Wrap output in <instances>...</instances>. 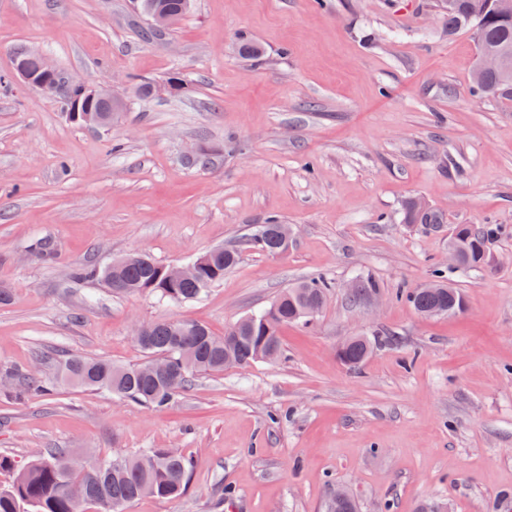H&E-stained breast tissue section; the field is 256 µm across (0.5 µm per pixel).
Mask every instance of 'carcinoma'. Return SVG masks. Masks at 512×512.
I'll return each instance as SVG.
<instances>
[{
    "label": "carcinoma",
    "instance_id": "1",
    "mask_svg": "<svg viewBox=\"0 0 512 512\" xmlns=\"http://www.w3.org/2000/svg\"><path fill=\"white\" fill-rule=\"evenodd\" d=\"M448 32L463 28L473 29L481 23V37L477 39L478 54L498 53L504 60V69L472 78L473 93L477 96L512 100V16H503L495 10L494 0H455L445 17ZM410 224H435L431 211L420 212L410 203L406 208ZM280 225L261 224L251 238L256 250L277 254L280 251L276 229ZM493 229L458 226L462 237L463 267H485L487 241ZM239 261V253L220 247L199 276L190 280L171 282L160 271L161 263L139 254L125 256L119 266L102 271L79 267L73 278L101 274L117 294L147 292L172 303H186L200 299L208 290L224 279V272ZM432 290L419 288L406 294V299L421 315L441 308L451 313L464 310L463 297L454 287H448L446 275L437 270ZM329 284L321 277L299 282L283 291L274 303L259 314L250 315L216 337L207 326L192 319H162L145 324V336L138 343L147 354V360L129 366H118L106 359L71 357L60 375L46 381L31 373L22 374L27 387L38 393L67 382L84 389L105 391L113 396L146 406L162 408L188 388L199 375L224 370V352L244 365L264 360L266 350L274 345L282 347L281 329L290 324H306L311 318L304 315L306 308L326 295ZM374 343L365 336H355L337 349L338 359L351 368L362 365L371 353ZM72 454L68 448H47L43 455L18 469L14 461L0 455V471L13 473L12 481L0 487V512H21L28 506L32 512H83L82 506L91 505L96 512H123L124 507L144 497L173 499L186 491L191 462L180 453L166 448H146L135 455L115 456L102 460L96 470L64 467V460Z\"/></svg>",
    "mask_w": 512,
    "mask_h": 512
}]
</instances>
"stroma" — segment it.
Returning a JSON list of instances; mask_svg holds the SVG:
<instances>
[{
	"mask_svg": "<svg viewBox=\"0 0 512 512\" xmlns=\"http://www.w3.org/2000/svg\"><path fill=\"white\" fill-rule=\"evenodd\" d=\"M445 0H194L145 42L132 0H0V455L109 458L171 448L187 491L125 512H321L344 486L359 512H512V101L472 95L477 43ZM252 41L253 60L239 50ZM35 48L75 81L130 99L110 128L70 122L58 97L10 73ZM181 78L139 98L136 81ZM211 157L195 165L198 151ZM426 201L436 224L405 220ZM293 231L253 249L256 225ZM500 230L493 267H448L456 225ZM239 261L202 299L118 295L99 277L144 251ZM445 269L466 308L425 317L405 292ZM331 288L273 361L197 377L155 409L100 392L22 388L71 356L144 362L132 330L166 318L214 335L313 277ZM369 276L374 299L349 286ZM375 339L359 370L336 352ZM286 224H261L258 226L257 231L251 238V245L256 250L267 253V254H277L280 251L279 247V238L276 234V229H280V227L285 226ZM279 236L281 240V251L284 252L288 249V246L291 241V231L290 229L283 231L279 230Z\"/></svg>",
	"mask_w": 512,
	"mask_h": 512,
	"instance_id": "obj_1",
	"label": "stroma"
}]
</instances>
